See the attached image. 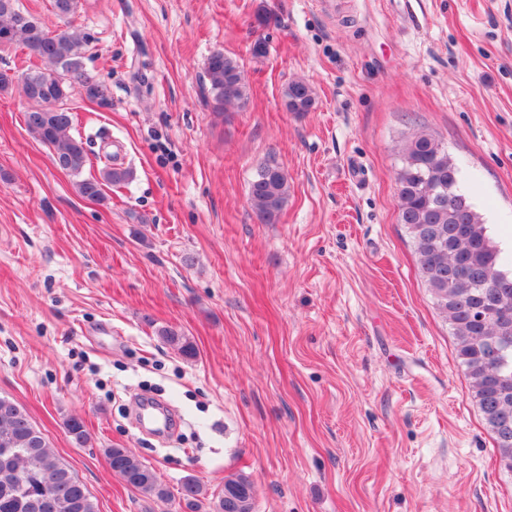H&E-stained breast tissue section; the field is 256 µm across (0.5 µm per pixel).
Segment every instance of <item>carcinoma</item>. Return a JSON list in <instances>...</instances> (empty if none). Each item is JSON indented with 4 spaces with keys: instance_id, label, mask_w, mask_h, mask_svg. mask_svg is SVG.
<instances>
[{
    "instance_id": "1",
    "label": "carcinoma",
    "mask_w": 512,
    "mask_h": 512,
    "mask_svg": "<svg viewBox=\"0 0 512 512\" xmlns=\"http://www.w3.org/2000/svg\"><path fill=\"white\" fill-rule=\"evenodd\" d=\"M77 3L52 0L53 12L63 25L51 31L22 11L18 0H0V46L18 44L40 62L26 69L33 82L22 84L32 102L24 114L26 129L53 148L55 164L73 175L82 173L88 153L82 139L71 134L74 115L62 107L63 101L77 91L102 108L112 106L110 86L85 71L82 39L66 28ZM206 75L215 109L247 98L240 66L224 51L212 52ZM283 98L290 112H309L315 105L311 87L301 80L289 83ZM450 171L459 172V165L434 135L420 131L406 139L396 177L399 223L413 241L421 277L449 325L457 358L494 436L500 463L512 472V287H497L504 278L512 282V273L502 269L500 251L460 183L448 181ZM132 177L128 169L107 166L99 175L79 180L76 188L82 197L103 202V187H120ZM249 198L262 223H276L288 200V179L282 168L271 161L261 163L250 183ZM476 303L490 314L483 326L471 317ZM158 335L183 357L195 356L194 346L181 332L162 327ZM494 347L502 349L496 364L490 361ZM64 426L76 444L86 443L82 420L71 416ZM104 454L112 471L129 486L150 498L169 501L154 470L130 449L107 448ZM181 496L189 512H200L205 506L209 512L255 509L254 483L244 474L225 477L221 492L209 502L203 487L192 478L183 483ZM0 512H99L93 497L26 411L1 396Z\"/></svg>"
}]
</instances>
